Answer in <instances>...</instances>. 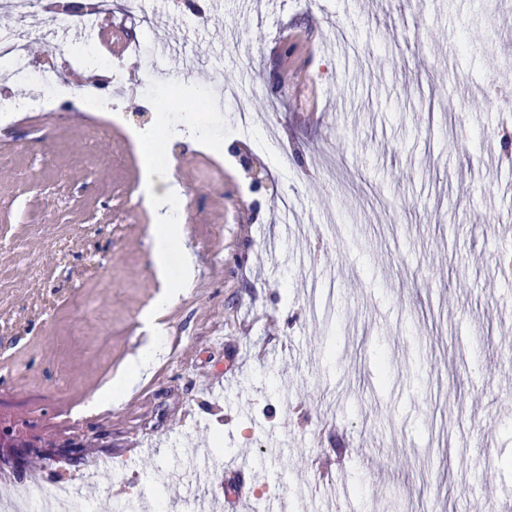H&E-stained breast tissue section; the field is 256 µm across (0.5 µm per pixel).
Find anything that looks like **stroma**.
I'll list each match as a JSON object with an SVG mask.
<instances>
[{
	"instance_id": "stroma-1",
	"label": "stroma",
	"mask_w": 512,
	"mask_h": 512,
	"mask_svg": "<svg viewBox=\"0 0 512 512\" xmlns=\"http://www.w3.org/2000/svg\"><path fill=\"white\" fill-rule=\"evenodd\" d=\"M123 4L144 51L119 95L165 138L185 220L159 275L123 127L75 108L0 126V429L75 448L21 488L94 468L95 512H191L203 485L156 478L195 448L270 512H503L512 0H221L203 26L175 0ZM25 30L29 66L91 85L68 19ZM165 43L199 71L168 73ZM241 102L276 126L260 190L239 163L205 170L200 135L236 142ZM190 108L198 133L169 139ZM154 333L147 374L90 412Z\"/></svg>"
}]
</instances>
